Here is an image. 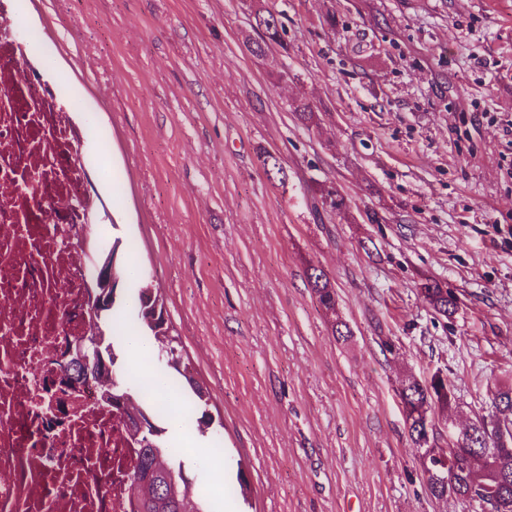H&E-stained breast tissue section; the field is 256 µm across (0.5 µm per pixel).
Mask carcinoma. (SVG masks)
<instances>
[{
	"mask_svg": "<svg viewBox=\"0 0 512 512\" xmlns=\"http://www.w3.org/2000/svg\"><path fill=\"white\" fill-rule=\"evenodd\" d=\"M254 20L259 39L249 45L253 55L262 56L271 46L284 45L283 29L272 14L259 9ZM84 256L91 265L106 261L112 263V298L98 320L104 357L99 374L106 376L105 384L99 387V391H104L105 385L110 384L113 392L127 394L123 402L112 405L109 411L126 417V427L138 444L137 454L128 473L130 512H207L198 488L185 474L183 466L175 462L176 449H168L165 429L156 424L154 412L145 406L148 397L128 385L119 373L113 344L126 340L125 325L114 316L123 303L122 242L116 238L111 248L103 250L94 247L84 252ZM308 280L325 316L329 318L332 335L339 341H348L352 331L339 315L336 289L330 279L322 270L312 267ZM425 293L437 314L446 318L455 311V298L437 282H431ZM132 311L139 326L138 334L157 343L156 350L164 352L166 365L193 392L196 411L191 414V418L198 433L206 434L212 424L207 393L182 360L181 341L171 334L167 310L159 289L149 281L141 282L132 300ZM108 327L112 328L110 336L106 334ZM398 396L403 404L426 401L438 405L443 412L451 408L454 401L448 380L436 376L430 379L429 386L424 389L419 388L410 378H404ZM491 405L493 412L476 417L469 425L478 448L489 445L497 447V440L503 433L512 430V388H501L494 393ZM466 454L467 450H458L453 444L448 447V457L444 461L424 456L419 459L429 496L440 501L448 496L460 499L482 494L486 497L488 512H512V448L499 451L489 461L475 459L465 466L457 464V460ZM444 470L453 474V479L446 484L441 482V472Z\"/></svg>",
	"mask_w": 512,
	"mask_h": 512,
	"instance_id": "obj_1",
	"label": "carcinoma"
}]
</instances>
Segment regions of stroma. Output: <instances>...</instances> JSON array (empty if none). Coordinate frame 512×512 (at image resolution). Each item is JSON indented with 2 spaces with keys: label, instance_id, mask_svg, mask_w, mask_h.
I'll list each match as a JSON object with an SVG mask.
<instances>
[{
  "label": "stroma",
  "instance_id": "obj_1",
  "mask_svg": "<svg viewBox=\"0 0 512 512\" xmlns=\"http://www.w3.org/2000/svg\"><path fill=\"white\" fill-rule=\"evenodd\" d=\"M260 6L284 43L256 57ZM33 29L100 133L79 146L111 198L90 236L133 243L126 296L160 288L209 392L202 447L189 390L158 423L210 512H465L426 493L397 390L442 370L457 432L512 385V0H22ZM308 280L327 318L332 335L338 341L347 342L352 337L348 323L339 315L336 290L327 275L316 267L310 268ZM426 297L434 311L448 318L455 311L456 301L455 298L448 293V288H442L437 282L433 281L428 288H423Z\"/></svg>",
  "mask_w": 512,
  "mask_h": 512
}]
</instances>
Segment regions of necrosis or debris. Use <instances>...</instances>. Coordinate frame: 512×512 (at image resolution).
Masks as SVG:
<instances>
[{
    "instance_id": "1",
    "label": "necrosis or debris",
    "mask_w": 512,
    "mask_h": 512,
    "mask_svg": "<svg viewBox=\"0 0 512 512\" xmlns=\"http://www.w3.org/2000/svg\"><path fill=\"white\" fill-rule=\"evenodd\" d=\"M16 4L0 0V512H127L136 445L96 388L54 412L44 405L62 386L54 360L87 333L77 233L101 198L74 168L94 132L30 60L13 30ZM26 175L35 192L22 188Z\"/></svg>"
}]
</instances>
